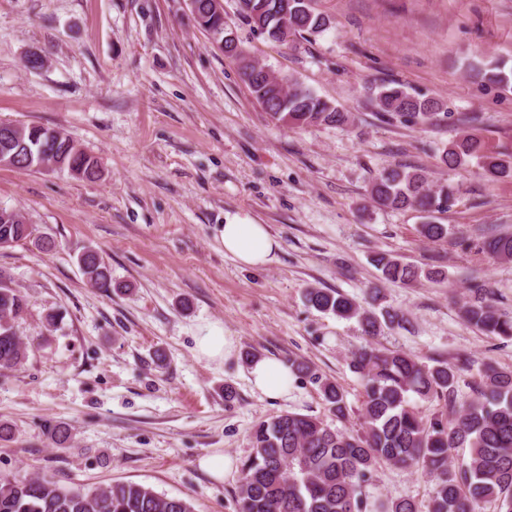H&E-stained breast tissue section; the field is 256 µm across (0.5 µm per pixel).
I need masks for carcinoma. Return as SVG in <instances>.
<instances>
[{"label":"carcinoma","instance_id":"carcinoma-1","mask_svg":"<svg viewBox=\"0 0 512 512\" xmlns=\"http://www.w3.org/2000/svg\"><path fill=\"white\" fill-rule=\"evenodd\" d=\"M199 27L224 55L237 62L243 81L255 100L275 121L302 127L312 124L343 125L348 114L296 81H285L253 63L237 40H224V13L213 0H195ZM280 0H240L238 12L253 30L271 41L286 45L293 38L327 29L329 19L313 5L314 0H294L288 17L281 15ZM470 77L512 88V68L504 61H479L468 65ZM378 111L404 123L438 120L439 104L409 93L395 82L375 96ZM38 125H1L0 158L10 167L38 170L51 161L81 181L101 177L99 160L79 148L65 132ZM476 161L483 174L495 181L512 178V154L491 150L484 140L465 134L444 150L440 161L454 170ZM379 207L415 208L426 212L448 210L455 201L454 189L430 185L427 175L405 166L378 173L369 188ZM17 212L0 209V238L16 242L31 237L30 226L15 220ZM428 240L448 236V225L427 223L420 227ZM480 250L512 260V234L483 241ZM373 262L382 278L412 282L421 277L415 267L384 253ZM81 271L95 288L110 292L119 287L96 250L79 259ZM309 306L342 319H355L371 341L362 346L349 364L361 381L364 400L359 428L333 427L317 417L282 413L256 423L250 432L251 453L242 463L235 491L237 512H366L368 500L362 487L374 471L388 463L404 469L422 467L434 477L429 512H481L487 503L498 512H512V369L485 366L476 396L461 404L456 388L458 371L467 359L451 363L436 360L429 365L399 351L379 349L372 339L386 328L407 322L395 310L365 308L332 289L308 288ZM29 308L28 297L0 285V370H12L28 359L29 346L18 336L15 320ZM462 316L487 336L512 338V318L501 313L483 288L471 290L462 305ZM336 421L349 419L344 389L326 379H316ZM433 404L436 411L423 414L411 397ZM452 448L469 449L468 458L454 464ZM0 512H192L177 497L158 494L136 483H114L100 490L60 485L49 476L29 478L0 474ZM376 512H417L410 499L376 505Z\"/></svg>","mask_w":512,"mask_h":512}]
</instances>
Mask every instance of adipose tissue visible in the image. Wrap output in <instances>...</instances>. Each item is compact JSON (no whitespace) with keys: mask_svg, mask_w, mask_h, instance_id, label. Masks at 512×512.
<instances>
[{"mask_svg":"<svg viewBox=\"0 0 512 512\" xmlns=\"http://www.w3.org/2000/svg\"><path fill=\"white\" fill-rule=\"evenodd\" d=\"M212 235L225 254L248 267L271 262L280 247L266 225L238 214L226 216L223 223L213 227ZM249 375L255 389L266 398L275 400L288 392L291 375L282 362L258 360L251 365Z\"/></svg>","mask_w":512,"mask_h":512,"instance_id":"obj_1","label":"adipose tissue"}]
</instances>
